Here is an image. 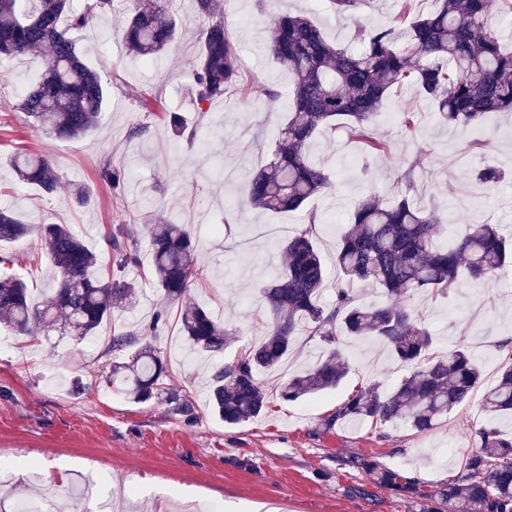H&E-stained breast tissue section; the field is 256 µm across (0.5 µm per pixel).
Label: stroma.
I'll list each match as a JSON object with an SVG mask.
<instances>
[{"mask_svg":"<svg viewBox=\"0 0 512 512\" xmlns=\"http://www.w3.org/2000/svg\"><path fill=\"white\" fill-rule=\"evenodd\" d=\"M181 35L168 54L146 62L122 40L123 7L97 19L77 38L88 64L112 80V100L99 126L85 137L63 141L43 128L24 124L17 109L26 87L45 68L33 51L0 60V204L27 224H67L99 256V275L113 264L105 234L118 224H185L198 246V278L191 291L234 330L224 351L232 360L263 336L261 290L284 267L280 243L270 229L295 231L298 213L274 214L250 207L246 183L271 154L279 128L288 119L291 83L264 50L270 18L279 12L308 14L329 41L349 45L358 26H386L400 0H362L340 18L327 0H224V22L237 40L242 81L223 99L196 110L186 96L189 64L200 49L205 26L192 0H170ZM416 113L419 136L402 133L401 112ZM177 112L208 133L203 142L174 138L165 115ZM147 123L145 136L130 135ZM372 129L389 142L387 155L371 158L345 127L318 136L313 160L337 176L333 196H317L308 210L318 217L325 255H333L352 207L375 194L392 199L406 168H413L416 198L444 224L452 242L468 224H497L512 234V116L492 115L479 131L442 125L433 107L412 87L398 89L372 118ZM50 160L60 178L51 195L20 183L10 160L16 152ZM121 168L126 181L112 191L101 177L104 165ZM495 166L510 176L474 195L473 168ZM91 192L85 205L73 193ZM138 261L123 272L139 282L135 305L115 312L97 344L53 333L25 336L0 326V459L11 478L0 488V512L38 482L56 485L50 512H76L69 497L73 481L91 483L102 494L123 488L133 494L134 512H156L162 498L199 493L222 501L224 512H254L268 502H287L291 512H427L428 501L395 495L374 474L353 468L356 457H373L399 471L424 492L447 484L476 449L475 430L485 419L480 392L449 411L427 432L364 423L325 429L323 421L360 386H389L407 371L378 343L361 346L341 338L348 374L332 392L301 402L278 395L284 371H297L318 357L319 338L301 335L281 372L260 377L266 412L240 425H227L208 404L214 361H190L183 354L175 319L160 326L152 343L168 363L165 387L188 399V411L166 400L135 404L107 385L116 355L112 335L136 329L161 304L153 284L146 233H139ZM8 270L25 280L36 300H46L53 270L37 236L0 246ZM419 320L436 338L438 350L464 343L482 370V389L493 386L512 343V271L487 288L461 284L449 297L430 293L412 301Z\"/></svg>","mask_w":512,"mask_h":512,"instance_id":"stroma-1","label":"stroma"}]
</instances>
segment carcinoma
<instances>
[{
  "instance_id": "cac0c4a2",
  "label": "carcinoma",
  "mask_w": 512,
  "mask_h": 512,
  "mask_svg": "<svg viewBox=\"0 0 512 512\" xmlns=\"http://www.w3.org/2000/svg\"><path fill=\"white\" fill-rule=\"evenodd\" d=\"M169 0H133L123 41L131 53L153 61L174 41L177 23ZM208 24L202 49L190 66L189 99L200 106L224 97L242 80L237 43L224 25V0H194ZM115 0H87L80 10L71 0H0V59L33 50L46 58L39 79L21 96L18 109L31 125L50 126L58 139H76L92 131L112 94V86L84 61L74 33L112 12ZM512 15V0H439L438 7L407 24L397 18L386 27L356 30L355 47L330 43L310 18L276 16L269 28L268 51L288 71L292 91L288 122L279 130L271 159L248 184L247 201L271 213L303 210L317 195L333 193L336 183L322 166L311 163V144L325 129L342 121L349 135L371 155H385L389 145L369 127L392 93L409 85L434 106L440 121L476 129L494 112H512V50L502 47L494 18ZM172 135L193 141L197 129L181 114L168 113ZM19 181L46 194L59 176L43 157H14ZM508 176L491 166L472 172L474 181L491 187ZM411 174L387 201L368 195L356 205L336 247V302L321 304L326 263L316 236V217L281 245L286 266L263 289L270 324L265 336L210 376L211 409L228 424L259 417L268 396L259 376L275 370L306 332L323 342L317 360L281 383L280 398L301 401L337 388L348 373L340 337H370L409 367L397 383L373 382L343 401L324 423L375 426L405 424L423 432L448 411L466 402L481 382V370L466 346L440 352L435 338L417 323L409 300L421 291L446 295L463 278L485 285L512 268V237L495 224H470L448 247L440 241L434 211L414 200ZM154 282L164 305L137 331L112 336L110 348L121 351L137 336H155L177 307V325L189 350L208 358L224 354L232 333L209 308L189 298L196 277V246L183 224L145 225ZM37 233L56 268L50 298L38 303L22 278L0 275V323L22 335L56 328L82 340L97 334L116 311L134 302L136 284L113 276L97 277L98 255L66 224L34 229L8 207L0 208V242L13 243ZM118 268L137 262L136 237L126 224L105 236ZM380 287L388 302L358 303L355 290ZM168 369L146 342L126 361H115L106 383L130 401L142 404L164 392ZM486 420L475 430L477 449L464 471L448 486L429 495L400 472L355 457L354 468L377 473L381 487L394 494L427 498L448 505V512H512V433L498 422L512 417V353L495 385L482 396Z\"/></svg>"
}]
</instances>
